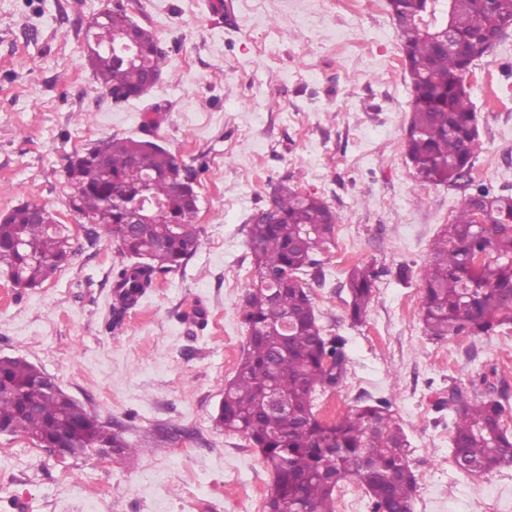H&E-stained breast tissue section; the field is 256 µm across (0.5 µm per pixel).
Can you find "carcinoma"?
I'll use <instances>...</instances> for the list:
<instances>
[{
  "label": "carcinoma",
  "instance_id": "obj_1",
  "mask_svg": "<svg viewBox=\"0 0 512 512\" xmlns=\"http://www.w3.org/2000/svg\"><path fill=\"white\" fill-rule=\"evenodd\" d=\"M439 0H387L395 21L405 71L410 79V124L405 154L422 186L470 190L448 229L434 241L423 269L420 320L427 336L441 340L487 336L512 325V194H497L472 176L480 149L473 103L465 86L468 64L486 56L491 40L512 26V0H454L451 17L457 48L444 50L418 23ZM90 65L102 88L125 99L146 91L150 72L161 73L166 58L152 31L136 27L140 60L120 61L117 27L104 19L90 24ZM153 197L169 208L157 224H127L125 210L141 193L130 169ZM74 193L69 207L87 221L86 239L115 240L133 262L113 272L119 312L152 287L157 272L182 268L202 245L198 200L177 191L195 173L184 161L147 139L114 136L69 158ZM337 217L320 197L281 184L269 203L251 217L247 246L254 281L242 313L247 346L225 389L216 422L245 437L273 474L263 512H335V492L355 480L369 497L371 512H413L416 475L407 440L389 403L368 400L344 415L323 420L315 411L317 392L337 386L345 374L342 339L326 336L303 276L321 271L318 243L333 237ZM70 238L49 207L42 222L23 203L0 216V267L20 289L41 286L68 261ZM378 272L355 266L348 276L349 316L363 322ZM282 318L290 330L269 326ZM285 397L288 409H271L268 389ZM454 413L452 453L462 471L489 475L512 463V428L497 399L458 388L448 391ZM86 448L131 451L123 436L88 413L57 384L40 381L31 363L0 357V429L53 445L59 429Z\"/></svg>",
  "mask_w": 512,
  "mask_h": 512
}]
</instances>
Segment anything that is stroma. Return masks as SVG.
<instances>
[{"mask_svg":"<svg viewBox=\"0 0 512 512\" xmlns=\"http://www.w3.org/2000/svg\"><path fill=\"white\" fill-rule=\"evenodd\" d=\"M104 9L151 28L159 81L114 104L87 61ZM481 150L476 182L512 194V31L465 77ZM409 79L386 0H0V214L51 206L69 260L19 290L0 269V356L36 365L132 454L60 460L0 435V512H261L272 483L259 451L214 416L244 354L252 214L275 186L320 196L338 218L308 279L346 374L317 399L340 416L386 399L410 443L414 512H512V466L489 476L452 461L449 389L493 390L512 425V325L436 340L420 321L431 244L465 192L422 186L405 156ZM148 137L198 168L202 246L159 273L120 321L113 271L68 208L65 167L111 137ZM381 275L363 324L347 315L351 267Z\"/></svg>","mask_w":512,"mask_h":512,"instance_id":"35a3bbf8","label":"stroma"}]
</instances>
